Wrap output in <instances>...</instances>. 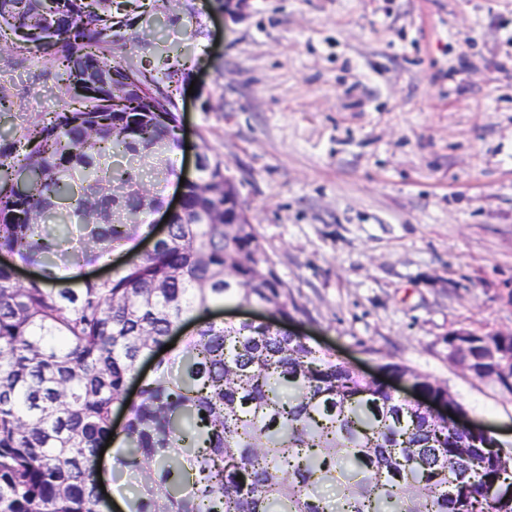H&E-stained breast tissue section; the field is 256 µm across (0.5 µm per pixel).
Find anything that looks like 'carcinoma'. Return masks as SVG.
<instances>
[{"label":"carcinoma","instance_id":"1","mask_svg":"<svg viewBox=\"0 0 512 512\" xmlns=\"http://www.w3.org/2000/svg\"><path fill=\"white\" fill-rule=\"evenodd\" d=\"M137 0H0V37L49 67L57 109L0 139V251L42 274L0 265V512H100L102 443L125 407L112 471L146 492L128 512H512V468L486 440L439 419L286 329L208 317L226 301L298 311L252 223H224V162L204 156L184 207L153 252L108 278L63 272L127 239L158 197L132 191L138 167L178 142L175 101L192 68L125 71L153 14ZM117 77L121 95L103 78ZM32 169L25 192L18 175ZM186 319L139 400L140 359ZM448 359L512 392V336L474 335ZM422 396L448 390L416 369ZM242 479H237V476ZM336 489L330 503L321 489Z\"/></svg>","mask_w":512,"mask_h":512}]
</instances>
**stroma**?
Returning <instances> with one entry per match:
<instances>
[{"label":"stroma","instance_id":"obj_1","mask_svg":"<svg viewBox=\"0 0 512 512\" xmlns=\"http://www.w3.org/2000/svg\"><path fill=\"white\" fill-rule=\"evenodd\" d=\"M145 58L180 45L162 233L197 153L223 160L300 311L289 326L370 376L405 363L512 453V393L448 359V336L512 333V0H172ZM0 45V88L55 110L43 67Z\"/></svg>","mask_w":512,"mask_h":512}]
</instances>
